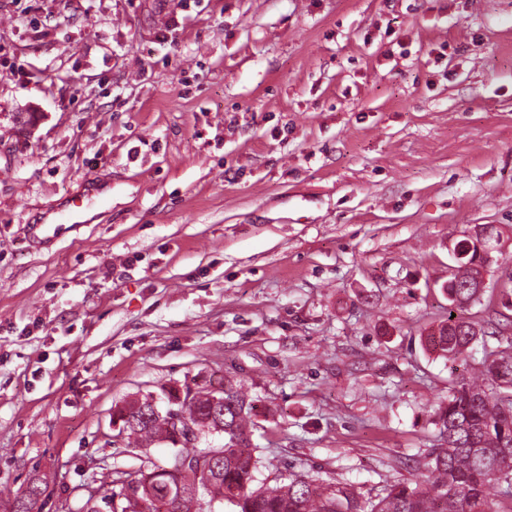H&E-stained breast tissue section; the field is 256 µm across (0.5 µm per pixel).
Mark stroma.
<instances>
[{
    "label": "stroma",
    "instance_id": "35a3bbf8",
    "mask_svg": "<svg viewBox=\"0 0 512 512\" xmlns=\"http://www.w3.org/2000/svg\"><path fill=\"white\" fill-rule=\"evenodd\" d=\"M479 224L504 236L451 362L420 335ZM511 347L512 0H0V512L170 464L115 410L228 374L260 482L373 498Z\"/></svg>",
    "mask_w": 512,
    "mask_h": 512
}]
</instances>
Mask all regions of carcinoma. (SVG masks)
Returning <instances> with one entry per match:
<instances>
[{"mask_svg": "<svg viewBox=\"0 0 512 512\" xmlns=\"http://www.w3.org/2000/svg\"><path fill=\"white\" fill-rule=\"evenodd\" d=\"M475 257L473 252L458 263L452 286L445 288L450 317L420 336L426 350L450 361L464 359L478 339L462 314L481 296L473 287L481 274ZM482 367L439 405L444 447L432 453L424 472L374 500L363 499L349 483H323L296 472L286 482L254 487L263 465L249 438L254 406L232 379L219 390L196 381L171 388L164 392L166 410L158 413L148 393L117 413L126 438L167 443L185 469L173 473L147 461L125 474L117 493L124 504L110 500V512H212L214 503L230 504L234 512H500L492 508L493 497L512 501V351L488 354ZM174 418L198 437H222L224 444L201 450L178 440L170 430Z\"/></svg>", "mask_w": 512, "mask_h": 512, "instance_id": "1", "label": "carcinoma"}]
</instances>
